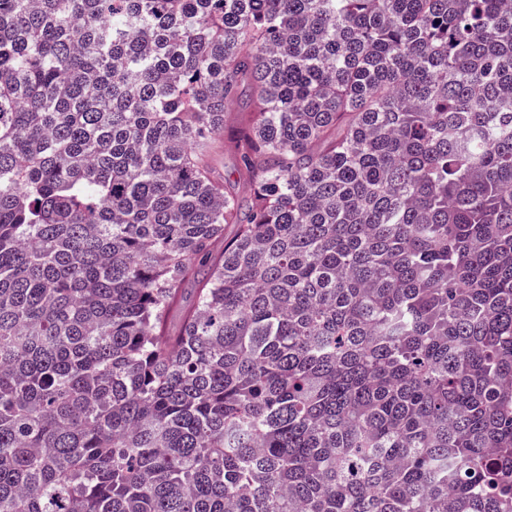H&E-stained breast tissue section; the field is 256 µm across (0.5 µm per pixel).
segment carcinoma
Returning a JSON list of instances; mask_svg holds the SVG:
<instances>
[{"instance_id": "1", "label": "carcinoma", "mask_w": 512, "mask_h": 512, "mask_svg": "<svg viewBox=\"0 0 512 512\" xmlns=\"http://www.w3.org/2000/svg\"><path fill=\"white\" fill-rule=\"evenodd\" d=\"M0 512H512V0H0Z\"/></svg>"}]
</instances>
